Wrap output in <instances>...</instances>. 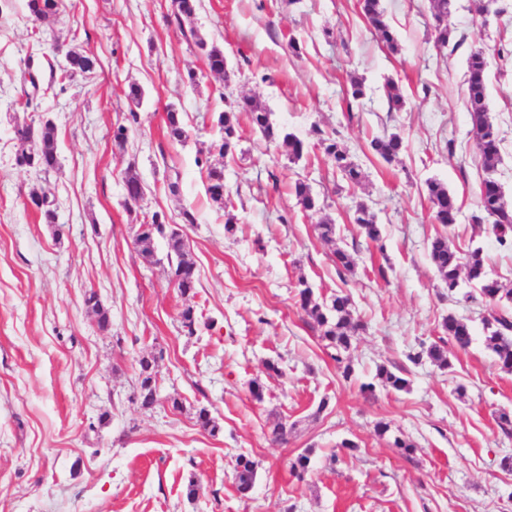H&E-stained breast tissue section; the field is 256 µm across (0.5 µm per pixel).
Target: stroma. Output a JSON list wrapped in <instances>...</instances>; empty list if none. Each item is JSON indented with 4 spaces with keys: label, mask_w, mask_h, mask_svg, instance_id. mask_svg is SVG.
I'll return each instance as SVG.
<instances>
[{
    "label": "stroma",
    "mask_w": 512,
    "mask_h": 512,
    "mask_svg": "<svg viewBox=\"0 0 512 512\" xmlns=\"http://www.w3.org/2000/svg\"><path fill=\"white\" fill-rule=\"evenodd\" d=\"M381 6L398 52L371 32L359 0H198L181 23L171 0H59L48 25L29 18L25 0H0V512H512V470L502 466L512 432L498 419L512 414V372L484 343L486 306L448 299L427 250L441 231L464 251L479 243L494 277L512 288V251L472 235L489 173L464 96L470 51L512 40V0H493L484 16L472 0H449L448 25L464 43L444 53L434 47L429 0ZM198 36L223 47L232 81L209 71ZM57 42L94 57L95 71L65 78ZM28 66L39 90L25 107ZM390 79L405 98L398 111L383 93ZM355 80L365 95L354 102ZM133 84L144 91L137 105L127 96ZM244 97L304 140L300 160L266 143L244 114L234 155L211 152L214 114ZM488 105L501 138L491 174L512 201V61L492 60ZM172 109L189 131L181 143L167 133ZM133 111L139 125L116 141ZM43 115L58 138L59 164L47 174L15 162V126ZM390 132L401 133L404 150L388 163L369 142ZM323 133L336 134L362 168L361 184L336 174ZM201 159L223 169L230 209L207 196ZM129 169L146 187L133 207ZM299 179L319 210L298 206ZM430 179L457 200L450 230L433 220ZM34 190L54 200L57 225L28 208ZM361 202L382 225V243L352 224ZM186 208L196 223L182 224ZM156 211L182 226L193 295L172 286L165 242L150 261L134 246ZM326 219L337 227L332 244L315 229ZM337 247L355 260L342 278ZM380 266L386 279L375 274ZM301 278L318 297L350 295L365 325L349 353L351 378L299 308ZM90 290L110 312L108 329L85 304ZM188 306L210 327L185 335ZM451 314L470 325L471 345H448L447 369L427 357L410 362V351L443 337ZM144 355L158 364L160 401L150 409L132 398ZM382 365L401 372L407 389L361 392ZM203 407L217 435L197 425ZM280 422L284 444L270 437ZM398 438L413 452L397 448ZM304 452L310 465L299 478L290 465ZM241 453L257 464L246 497L232 477ZM191 478L201 487L193 500L184 492Z\"/></svg>",
    "instance_id": "obj_1"
}]
</instances>
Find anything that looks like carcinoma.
I'll return each instance as SVG.
<instances>
[{"label":"carcinoma","instance_id":"1","mask_svg":"<svg viewBox=\"0 0 512 512\" xmlns=\"http://www.w3.org/2000/svg\"><path fill=\"white\" fill-rule=\"evenodd\" d=\"M362 12L369 25L377 33L380 41L388 48L397 47L396 38L387 24L380 0H360ZM29 15L41 24L54 20L58 14V0H26ZM430 9L434 25V44L438 52H443L448 45L453 48L460 47L464 38H456L455 31L448 27V0H430ZM196 47L207 61L209 70L224 75V82L230 83L232 75L228 72L224 60V50L216 43L208 42L202 37H196ZM68 69L66 73L87 74L94 71L96 60L78 51L67 52ZM489 60L486 52L477 49L470 52L467 59L465 78L466 107L471 125L475 148L482 159L484 169L492 172L500 161V136L497 127L489 115L487 100ZM385 95L393 109H400L404 104V97L398 84L387 81ZM245 112L253 129L258 131L265 141H282L294 160L302 158L305 143L296 135L283 128L274 126L271 113L256 101L243 98L240 101L227 105V109L218 113L216 126L220 138L215 141V148L224 157L234 153L236 142L239 140L238 113ZM167 128L169 137L177 142L185 140L188 131L185 128L180 113L171 110L167 112ZM320 142L325 155L342 179L350 184L357 185L363 178L360 167L355 164L349 153L333 136H322ZM14 136L19 143L16 153V163L20 166L38 169L44 173L54 170L58 164V145L56 128L52 121L40 123L38 127L29 124L18 125L14 128ZM372 150L387 162L399 157L404 149V140L401 134L391 133L370 142ZM196 164L204 169L206 192L210 199L226 207L224 202V171L196 160ZM126 197L136 200L141 196L145 186L138 175L129 170L123 177ZM428 199L432 205L433 217L436 223L448 228L456 223L458 206L456 198L448 188L435 180L426 181ZM292 192L297 204L302 210L314 211L318 208V200L312 194L309 185L303 180L295 181ZM479 213L473 216L474 230L479 233L494 236L499 247L512 251V203L505 199L504 191L499 182L488 176L481 182L479 198ZM166 219L160 212L151 214L148 222L141 225L137 234L138 252L145 258L154 256L156 238L166 240L169 253L176 257V262L170 267V275L180 279L181 295L194 292L197 286V275L194 264L186 258L187 244L183 237L166 234L157 220ZM354 223L358 224L367 239L374 243L382 241V228L377 224L375 213L365 203L356 206L353 214ZM431 263L440 279L448 290V299L457 295L469 302H481L494 307L489 316L484 318L485 328L489 335L486 337L487 348L496 356L497 363L502 370L512 372V314L509 308L500 306L502 301L512 303V290L504 291L498 280L490 277L486 271L483 249L477 246L465 253L457 251L449 240L448 234H436L428 244ZM468 284L471 290L460 292L463 284ZM299 307L312 321V328L319 333L325 342V347L333 350L330 357L336 362L337 368L342 370L343 377L351 376V366L345 363L347 354L357 339L359 331L364 329L361 321L354 319L350 295L339 292L329 301L318 300L308 281L299 279L296 285ZM182 330L189 336L195 335L199 328L200 319L196 311L188 306L180 315ZM448 339L458 348L466 349L472 342L470 326L450 315L442 324ZM431 358L438 367L448 369L451 366L448 352L441 345L435 343L423 352L408 353L407 358L416 364L422 355ZM139 373L136 399L141 407L152 408L158 402V388L155 372V361L141 358L138 361ZM377 379L385 386L396 391H402L408 386V380L390 371L384 366L378 368ZM196 422L203 430L211 435L220 432V426L205 408L198 410ZM232 476L237 492L248 495L254 488L256 481V463L249 456L239 454L232 462Z\"/></svg>","mask_w":512,"mask_h":512}]
</instances>
